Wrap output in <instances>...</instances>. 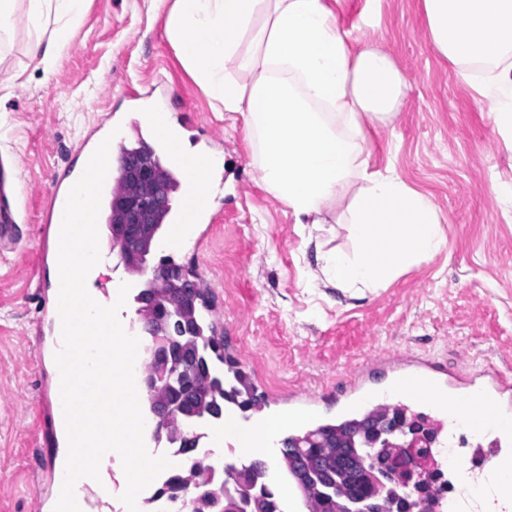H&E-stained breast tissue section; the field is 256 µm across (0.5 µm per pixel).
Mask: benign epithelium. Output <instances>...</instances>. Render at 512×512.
Listing matches in <instances>:
<instances>
[{
    "label": "benign epithelium",
    "mask_w": 512,
    "mask_h": 512,
    "mask_svg": "<svg viewBox=\"0 0 512 512\" xmlns=\"http://www.w3.org/2000/svg\"><path fill=\"white\" fill-rule=\"evenodd\" d=\"M151 157L147 150L145 157L130 159L126 168L128 178L144 183L153 181ZM170 202L171 195L164 187L155 190L151 197H118L114 205L120 212L121 222L112 227V240L125 270L144 277L143 289L135 297L139 304L136 313L153 319V323L141 331L150 337L153 354L157 357L155 367L144 381L145 391L154 405L157 427L154 440L158 444L163 440L170 445L178 444L183 447V453L192 454L200 439L193 427L203 420L221 419L223 410L215 401L206 410L192 406L191 387L208 368L207 358L197 348L188 326L193 319L194 284L175 263L147 265V256L160 230L159 225L152 223V212ZM375 434L377 443L394 439L398 448L389 456L380 455L378 448L370 449L372 471H386L390 477L388 488L405 498L414 512L421 506L420 501L414 500L415 483L421 472L434 465L433 449L423 432L416 428L403 432L383 421L376 426ZM215 475L216 468H210L209 475L197 485L198 494L186 489L181 491L183 512H194L198 499L217 495L209 488ZM247 483L246 472L234 464L225 465L221 479L224 501L217 505L225 502L233 509L239 508L250 496Z\"/></svg>",
    "instance_id": "7a95c632"
}]
</instances>
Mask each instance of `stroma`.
<instances>
[{
    "label": "stroma",
    "mask_w": 512,
    "mask_h": 512,
    "mask_svg": "<svg viewBox=\"0 0 512 512\" xmlns=\"http://www.w3.org/2000/svg\"><path fill=\"white\" fill-rule=\"evenodd\" d=\"M352 50L374 45L405 78L399 114L370 131L372 162L393 168L443 214L445 248L387 286L356 296L311 287L315 236L324 249L353 251L340 216L295 223L256 178V150L240 115L219 111L165 35L168 0H88L82 26L51 72L34 68L29 31L17 20L0 38V162L21 176L9 197L20 226L0 246V512H54L65 469L54 356L59 348L51 279L53 231L42 215L51 175L78 170L104 114L124 139L137 133V99L163 82L172 119L189 112V139L224 157L211 190L213 224L202 242L172 252L198 282L199 312L242 372L261 408L250 422L287 414L292 392L336 400L366 356L417 354L468 369L512 371V148L498 134L488 98L431 47L422 0H327ZM83 487L86 512H125L120 457Z\"/></svg>",
    "instance_id": "1"
}]
</instances>
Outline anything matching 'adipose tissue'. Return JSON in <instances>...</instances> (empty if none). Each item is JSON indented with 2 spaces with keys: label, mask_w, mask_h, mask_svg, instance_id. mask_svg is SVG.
Segmentation results:
<instances>
[{
  "label": "adipose tissue",
  "mask_w": 512,
  "mask_h": 512,
  "mask_svg": "<svg viewBox=\"0 0 512 512\" xmlns=\"http://www.w3.org/2000/svg\"><path fill=\"white\" fill-rule=\"evenodd\" d=\"M433 49L495 102L493 123L512 146V0H422ZM23 13L29 56L50 72L87 12V0H0V36ZM195 81L225 111L239 113L257 153L258 179L296 223L322 224L344 192L354 252L317 251L325 279L345 290L377 288L446 245L431 198L394 170L372 169L370 127L393 121L404 77L377 48L352 52L324 0H173L165 17ZM152 133L197 174L222 155L190 145L155 120ZM281 424L244 429L225 421L216 443L273 456Z\"/></svg>",
  "instance_id": "ef3b65f1"
}]
</instances>
